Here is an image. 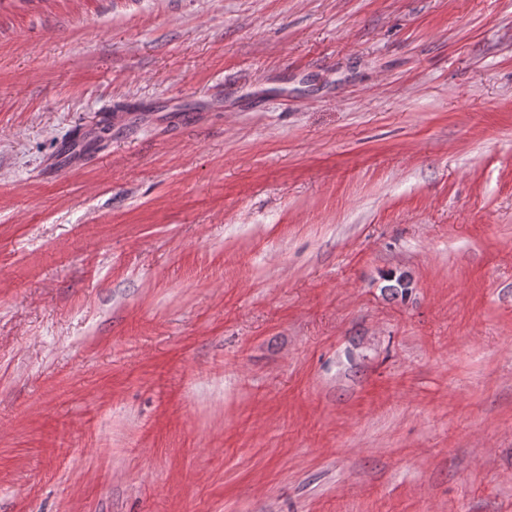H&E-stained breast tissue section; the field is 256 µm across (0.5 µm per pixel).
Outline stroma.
Listing matches in <instances>:
<instances>
[{
    "mask_svg": "<svg viewBox=\"0 0 512 512\" xmlns=\"http://www.w3.org/2000/svg\"><path fill=\"white\" fill-rule=\"evenodd\" d=\"M0 512H512V0H0Z\"/></svg>",
    "mask_w": 512,
    "mask_h": 512,
    "instance_id": "obj_1",
    "label": "stroma"
}]
</instances>
